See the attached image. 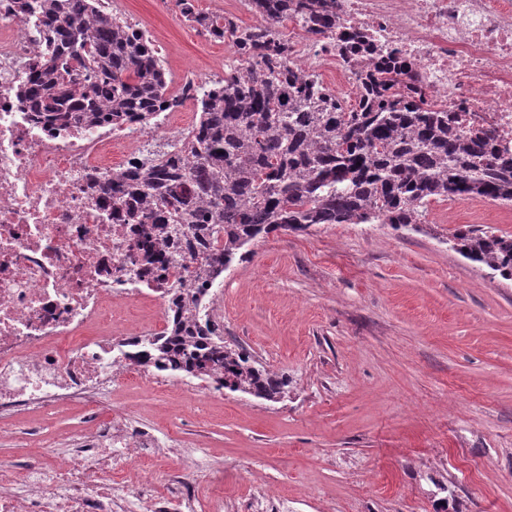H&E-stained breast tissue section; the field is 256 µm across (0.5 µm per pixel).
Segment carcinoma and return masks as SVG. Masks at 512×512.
Instances as JSON below:
<instances>
[{
	"mask_svg": "<svg viewBox=\"0 0 512 512\" xmlns=\"http://www.w3.org/2000/svg\"><path fill=\"white\" fill-rule=\"evenodd\" d=\"M195 2L182 0L183 15L217 39L229 34L236 47L224 83L194 98L199 121L179 150L109 185L88 177L91 187L124 201L122 223L139 226L145 270L161 274L175 262L149 244L158 231L176 252L202 259L195 278L210 283L242 248L279 229L375 219L406 228L424 223L436 199L512 203V156L488 138L449 126L444 111L404 101L374 74L361 102L338 105L315 75L288 67V40L202 15ZM258 2L271 34L299 16L332 23L316 0ZM20 9L40 14L46 31L20 98L49 129L80 121L148 126L184 102L165 96L167 73L149 37L105 11L103 0H21ZM452 248L512 280V236L460 228ZM205 293L198 288L175 303L164 333L146 340L145 356L163 370L214 377L232 392L268 401L287 394L288 376L224 341L200 309Z\"/></svg>",
	"mask_w": 512,
	"mask_h": 512,
	"instance_id": "cac0c4a2",
	"label": "carcinoma"
}]
</instances>
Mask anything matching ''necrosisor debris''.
<instances>
[{
    "label": "necrosis or debris",
    "instance_id": "1",
    "mask_svg": "<svg viewBox=\"0 0 512 512\" xmlns=\"http://www.w3.org/2000/svg\"><path fill=\"white\" fill-rule=\"evenodd\" d=\"M324 2L334 25L292 40L289 66L334 73L328 92L344 102L395 59L407 100L447 111L457 129L512 154V0ZM38 24L18 0H0V434L18 413L68 403L95 412L116 380L149 381L156 367L138 360L139 344L164 332L170 304L165 285L138 275L140 240L116 222L121 204L89 190L86 176L108 182L167 151L182 112L148 127L49 131L17 99L41 54ZM131 305L157 316L114 338ZM164 452L157 434L113 411L65 453L0 462V512H224L223 492L196 486L215 470L209 459L152 485L149 469Z\"/></svg>",
    "mask_w": 512,
    "mask_h": 512
}]
</instances>
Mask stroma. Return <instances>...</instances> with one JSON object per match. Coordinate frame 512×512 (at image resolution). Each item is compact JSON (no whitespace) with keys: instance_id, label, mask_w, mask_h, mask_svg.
I'll return each mask as SVG.
<instances>
[{"instance_id":"35a3bbf8","label":"stroma","mask_w":512,"mask_h":512,"mask_svg":"<svg viewBox=\"0 0 512 512\" xmlns=\"http://www.w3.org/2000/svg\"><path fill=\"white\" fill-rule=\"evenodd\" d=\"M171 82L231 64L161 0H124ZM512 235V204L430 203L424 224L278 230L224 273L227 343L288 375L286 397L198 398L199 379L113 387L120 408L224 463V512H512V282L454 251L456 228ZM90 424L72 403L19 416L0 462L64 449Z\"/></svg>"}]
</instances>
